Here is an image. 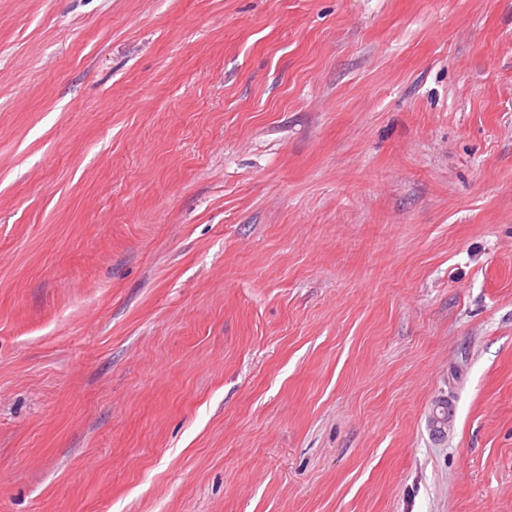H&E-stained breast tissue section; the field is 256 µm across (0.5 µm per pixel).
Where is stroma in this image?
Segmentation results:
<instances>
[{"instance_id": "35a3bbf8", "label": "stroma", "mask_w": 512, "mask_h": 512, "mask_svg": "<svg viewBox=\"0 0 512 512\" xmlns=\"http://www.w3.org/2000/svg\"><path fill=\"white\" fill-rule=\"evenodd\" d=\"M0 512H512V0H0Z\"/></svg>"}]
</instances>
